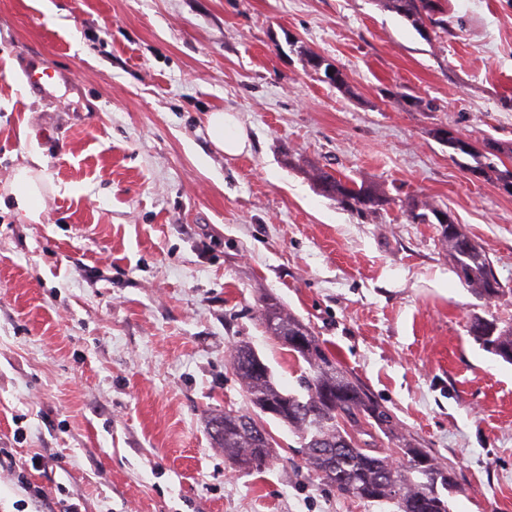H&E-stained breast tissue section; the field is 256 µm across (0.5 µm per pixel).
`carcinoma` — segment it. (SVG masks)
<instances>
[{
  "mask_svg": "<svg viewBox=\"0 0 512 512\" xmlns=\"http://www.w3.org/2000/svg\"><path fill=\"white\" fill-rule=\"evenodd\" d=\"M379 2L420 33L431 27L436 36L448 34L447 0H438L441 5L438 11L431 7V0ZM296 53L311 71L328 75L329 59L321 58L316 66L312 63L313 52L305 46H298ZM487 145L492 150L480 151L472 146L468 151L454 149V153L471 158L474 164L466 163L464 167L474 168L498 184L512 179V170L498 167L497 158L504 151L502 144L490 140ZM311 180L315 184L329 181L328 198L359 218L377 216L389 205L385 194L344 182L321 168L312 171ZM402 208L407 220L414 224H439L441 217H446L452 231L441 232V242L461 282L480 300L491 301L505 294L492 261L456 227L448 212L420 204L413 198ZM261 319L266 331L307 365V371L298 379L299 391L279 390L269 370L263 376L252 375L246 368L247 356L253 353L249 346L238 347L233 361L246 382L250 404L257 408L271 400L279 406L275 419L297 434L313 471L332 483L343 497L391 504L396 512H451L442 491L454 487L452 470L441 465L429 450L403 437L396 418L370 398L300 319L269 302L262 306ZM470 333L483 349L512 363V324L502 327L495 318L476 317L470 322ZM246 417V413L228 410L214 421H224V432L233 436L230 441H220L224 450L241 459L248 468L260 470L269 462L270 449L243 428L242 419ZM376 434L397 441L396 453L404 464L396 465L387 455L367 452L372 442L362 440L361 436L372 438Z\"/></svg>",
  "mask_w": 512,
  "mask_h": 512,
  "instance_id": "cac0c4a2",
  "label": "carcinoma"
}]
</instances>
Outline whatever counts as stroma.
Here are the masks:
<instances>
[{"label": "stroma", "instance_id": "stroma-1", "mask_svg": "<svg viewBox=\"0 0 512 512\" xmlns=\"http://www.w3.org/2000/svg\"><path fill=\"white\" fill-rule=\"evenodd\" d=\"M450 5L427 38L379 0H0V195L34 157L46 185L41 223L0 208V512H393L339 496L268 416L261 470L212 439L211 414L249 408L234 346L286 391L305 368L267 299L452 468L451 512H512V364L469 333L512 322V193L434 135L496 140L512 169V0ZM33 62L61 74L49 98L21 80ZM218 107L248 153L210 145ZM313 166L385 193L383 215L317 193ZM409 198L448 211L508 294L476 298Z\"/></svg>", "mask_w": 512, "mask_h": 512}]
</instances>
